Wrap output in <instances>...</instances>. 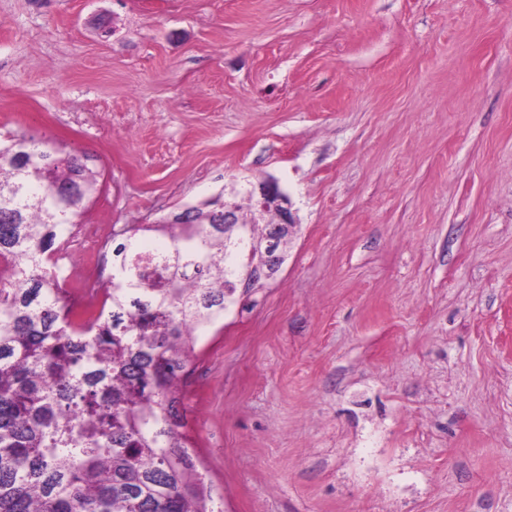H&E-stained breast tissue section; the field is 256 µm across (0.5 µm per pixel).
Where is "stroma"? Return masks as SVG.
<instances>
[{"label":"stroma","instance_id":"1","mask_svg":"<svg viewBox=\"0 0 512 512\" xmlns=\"http://www.w3.org/2000/svg\"><path fill=\"white\" fill-rule=\"evenodd\" d=\"M9 132L80 227L289 193L185 382L222 512H512V0H0Z\"/></svg>","mask_w":512,"mask_h":512}]
</instances>
